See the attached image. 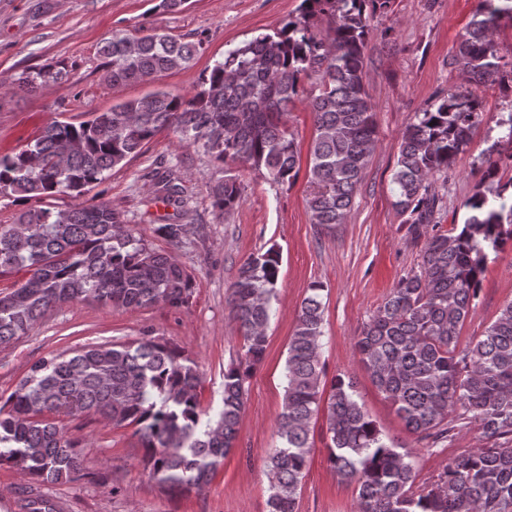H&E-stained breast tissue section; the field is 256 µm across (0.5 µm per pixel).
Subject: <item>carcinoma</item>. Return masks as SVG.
Here are the masks:
<instances>
[{"instance_id": "obj_1", "label": "carcinoma", "mask_w": 512, "mask_h": 512, "mask_svg": "<svg viewBox=\"0 0 512 512\" xmlns=\"http://www.w3.org/2000/svg\"><path fill=\"white\" fill-rule=\"evenodd\" d=\"M300 14L271 34L228 50L191 95L158 90L113 105L78 124L54 120L15 152L0 155V201L23 202L12 224H0V279L26 278L0 295V345L26 335L56 307L95 301L118 310L189 307L191 273L172 254L130 229L112 203L92 198L64 210L46 201L81 197L106 172L140 153L167 131L181 147H201L212 171L206 182L216 220L242 202L232 163L266 172L277 185L299 175L298 150L288 133L290 105L303 79L318 76L309 102L307 198L311 223H344L376 143L374 106L365 89L369 20L391 0H302ZM328 18L324 37L314 20ZM512 19V0H479L459 41L454 63L467 83L506 86L512 69L493 39ZM200 43L158 28L116 30L98 53L104 78L116 85L154 81L188 67ZM67 75L63 63L22 71L12 89L34 94ZM482 101L464 88L416 113L401 136L393 173L395 207L414 238H425L418 270L402 276L354 342L376 389L420 438L450 440L471 415L485 443L448 461L438 479L414 489V455L382 432L353 381L325 379L321 360L325 286L303 298L283 371L284 401L277 443L265 458L269 512H295L313 443L312 424L326 418L327 462L355 485V512H512V300L481 336L466 345L460 331L470 314L489 253L512 242V194L507 186L477 189L461 229L441 230L443 194L435 176L448 172L483 120ZM498 155L512 160V112L496 121ZM157 198L184 207V186L171 171L147 175ZM158 235L178 246L180 224ZM274 248L239 268L226 303L243 333L244 353L224 370V407L212 419L202 409L197 362L149 331L128 343L83 346L34 363L6 398L0 396V465L41 483L76 478L87 443L66 435L47 416L98 414L116 426H137L149 476L170 494L206 486L234 447L245 384L262 361L279 279Z\"/></svg>"}]
</instances>
